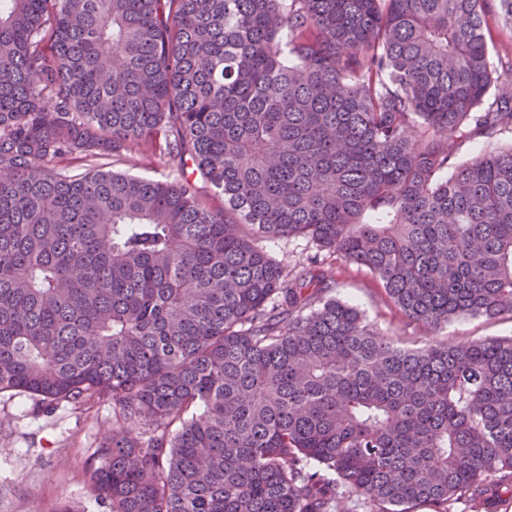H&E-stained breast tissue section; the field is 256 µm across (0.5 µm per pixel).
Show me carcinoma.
<instances>
[{"instance_id": "obj_1", "label": "carcinoma", "mask_w": 512, "mask_h": 512, "mask_svg": "<svg viewBox=\"0 0 512 512\" xmlns=\"http://www.w3.org/2000/svg\"><path fill=\"white\" fill-rule=\"evenodd\" d=\"M491 11L0 0V394L112 402L107 512H500L512 336L398 347L259 245L307 238L427 328L512 319V142L448 145L512 132ZM136 172L146 178L153 180H172L182 175L189 176L192 172L190 163H187L182 169L179 165L173 164L170 166L158 165V164H145L139 167Z\"/></svg>"}]
</instances>
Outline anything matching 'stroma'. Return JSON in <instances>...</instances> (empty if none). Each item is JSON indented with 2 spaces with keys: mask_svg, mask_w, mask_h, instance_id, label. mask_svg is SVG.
I'll use <instances>...</instances> for the list:
<instances>
[{
  "mask_svg": "<svg viewBox=\"0 0 512 512\" xmlns=\"http://www.w3.org/2000/svg\"><path fill=\"white\" fill-rule=\"evenodd\" d=\"M266 248L289 268L319 259L333 279V295L356 305L404 346L512 336L508 318L465 316L437 330L422 328L386 303L372 276L318 251L309 240L270 242ZM111 434V403H64L51 411L29 397L0 394V512H58L64 505L75 512H106L90 493L88 471Z\"/></svg>",
  "mask_w": 512,
  "mask_h": 512,
  "instance_id": "1",
  "label": "stroma"
}]
</instances>
